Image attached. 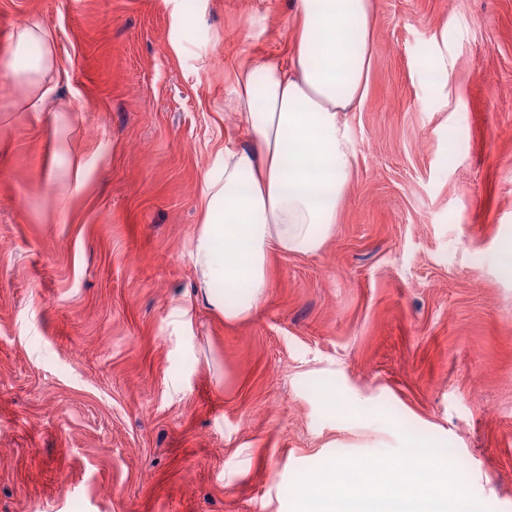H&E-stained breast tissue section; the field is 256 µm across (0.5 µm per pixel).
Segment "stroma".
<instances>
[{
  "label": "stroma",
  "mask_w": 512,
  "mask_h": 512,
  "mask_svg": "<svg viewBox=\"0 0 512 512\" xmlns=\"http://www.w3.org/2000/svg\"><path fill=\"white\" fill-rule=\"evenodd\" d=\"M31 19L85 180L53 191L51 118L0 70V512H290L299 475L404 429L512 512V0H375L330 239L270 253L248 319L188 326L233 74L289 53L295 0H0V57Z\"/></svg>",
  "instance_id": "obj_1"
}]
</instances>
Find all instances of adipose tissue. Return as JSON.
I'll return each mask as SVG.
<instances>
[{
  "label": "adipose tissue",
  "instance_id": "1",
  "mask_svg": "<svg viewBox=\"0 0 512 512\" xmlns=\"http://www.w3.org/2000/svg\"><path fill=\"white\" fill-rule=\"evenodd\" d=\"M372 0H296L285 59L243 67L233 103L241 142L225 141L203 179L193 262L201 298L225 320L250 317L269 285L271 251L314 253L332 234L355 150L341 113L361 102L371 68ZM4 66L25 90L21 112H75L40 22L18 26Z\"/></svg>",
  "mask_w": 512,
  "mask_h": 512
}]
</instances>
